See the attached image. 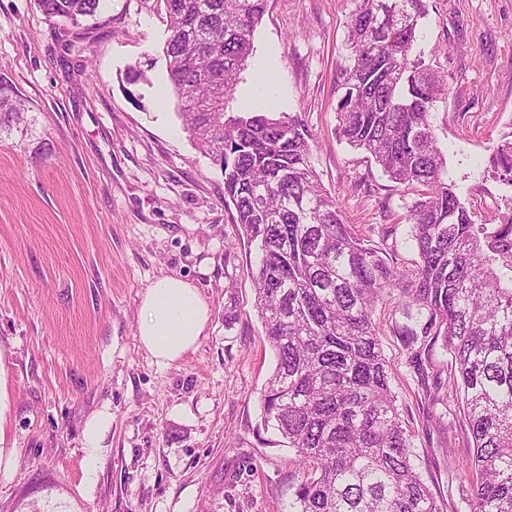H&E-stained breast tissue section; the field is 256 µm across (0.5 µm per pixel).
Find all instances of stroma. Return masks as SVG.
<instances>
[{
    "label": "stroma",
    "instance_id": "obj_1",
    "mask_svg": "<svg viewBox=\"0 0 512 512\" xmlns=\"http://www.w3.org/2000/svg\"><path fill=\"white\" fill-rule=\"evenodd\" d=\"M417 51L449 91L431 121L474 223L512 187L489 148L512 139V0H427ZM353 0H268L231 109L300 115L312 164L346 223L387 262L417 254L416 199L338 133L336 73ZM159 0H102L79 25L36 0H0V79L28 110L0 127V347L10 410L0 512H289L302 470L260 424L274 366L236 238L224 175L184 129ZM76 51H67L69 41ZM145 77L130 82L131 70ZM173 275L210 309L197 346L157 365L137 336L141 298ZM413 461L441 512H467L471 444L442 337L392 298L373 315ZM112 411L109 449L84 480L86 420Z\"/></svg>",
    "mask_w": 512,
    "mask_h": 512
}]
</instances>
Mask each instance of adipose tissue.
I'll use <instances>...</instances> for the list:
<instances>
[{"label":"adipose tissue","mask_w":512,"mask_h":512,"mask_svg":"<svg viewBox=\"0 0 512 512\" xmlns=\"http://www.w3.org/2000/svg\"><path fill=\"white\" fill-rule=\"evenodd\" d=\"M141 308L139 341L161 366L193 349L209 320V308L198 289L175 276L158 278L146 288Z\"/></svg>","instance_id":"ef3b65f1"}]
</instances>
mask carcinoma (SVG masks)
<instances>
[{
	"mask_svg": "<svg viewBox=\"0 0 512 512\" xmlns=\"http://www.w3.org/2000/svg\"><path fill=\"white\" fill-rule=\"evenodd\" d=\"M164 55L185 130L224 174V204L254 245L248 274L275 367L262 421L295 451L290 512H441L412 461L373 319L394 291L443 337L472 452L468 512H512V205L476 224L438 145L431 112L447 76L415 53L426 0H355L338 69L339 134L397 185L420 188L406 220L418 260L393 266L345 223L312 166L298 115L228 111L268 0H161ZM57 21L100 0H37ZM0 82V125L22 118ZM512 187V140L490 147Z\"/></svg>",
	"mask_w": 512,
	"mask_h": 512,
	"instance_id": "cac0c4a2",
	"label": "carcinoma"
}]
</instances>
